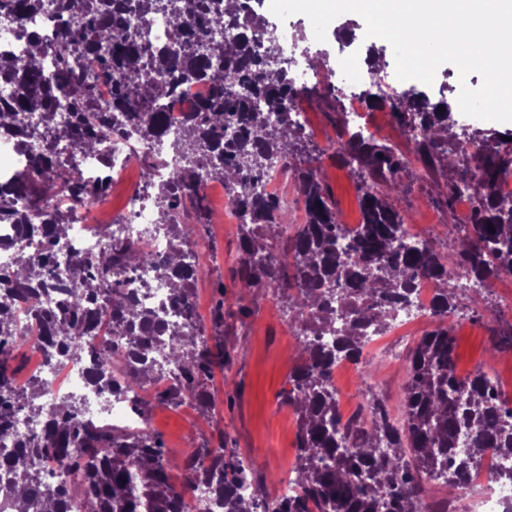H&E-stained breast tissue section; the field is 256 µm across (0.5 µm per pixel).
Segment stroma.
<instances>
[{
	"instance_id": "35a3bbf8",
	"label": "stroma",
	"mask_w": 512,
	"mask_h": 512,
	"mask_svg": "<svg viewBox=\"0 0 512 512\" xmlns=\"http://www.w3.org/2000/svg\"><path fill=\"white\" fill-rule=\"evenodd\" d=\"M288 33L284 47L292 62L307 63L315 54L333 55L339 47L353 43L359 52H373L383 64L385 88L395 86L393 49L390 43H370L365 37V23L354 13H345L331 22L326 42L315 41L309 19L301 14L289 17L282 24ZM361 80L358 69L347 67L333 73L329 81L307 89L305 98L309 119L315 130L310 146L327 148L336 139L340 121L342 94ZM377 120L386 127V143L412 157L405 176L411 191L398 203L408 223L430 237L440 247L457 240L460 231L451 212L442 204L445 178L430 173L415 160V140L410 131L399 124L392 113L384 112ZM324 179L336 201L340 223L353 226L360 222L356 180L349 165L323 158ZM211 210L210 231L199 235L204 249L202 273L197 282V311L209 318L218 297L227 303H240L241 311L225 318L224 327L214 337L231 353L226 371L216 372L213 392L216 410L213 417H204L199 410L182 405L153 402L150 427L161 438L170 457L182 455L186 448L224 443L237 449L244 463L263 481V493L274 498L278 483L293 477L298 454L296 435L298 418L295 409L284 402L288 375L300 359L297 329L289 321L286 298L274 297L271 291L257 288L245 298H238L235 258L238 226L221 189L207 192ZM458 308L465 314L455 329V361L459 375L478 368L493 367L497 374L512 378V350L495 351L490 332L473 311L472 297L460 293Z\"/></svg>"
}]
</instances>
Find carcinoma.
Masks as SVG:
<instances>
[{"label": "carcinoma", "instance_id": "obj_1", "mask_svg": "<svg viewBox=\"0 0 512 512\" xmlns=\"http://www.w3.org/2000/svg\"><path fill=\"white\" fill-rule=\"evenodd\" d=\"M42 0H0V14L32 18ZM158 12V0H55L62 37L52 46L25 27L21 57L0 52V79L12 92L0 97V133L16 149L42 145L26 169L0 184V224L18 227L20 239L36 238L42 252L32 257L24 246L0 266V435L9 433L21 412L40 419V430L0 453V488L10 512H68L76 502L85 512H186L172 470L190 471L211 486L221 512H423L424 500L412 490L422 481L440 480L454 488L483 448H498L512 458V424L504 423L488 393L486 377H459L454 369L456 277L471 274L493 283L512 270V208L494 197L497 181L512 170V133L494 143L482 136L448 152L453 121L448 100L431 103L419 92L402 100L390 94L398 120L419 124L416 155L423 166L449 174L444 203L453 204L465 187L478 198L470 232L441 248L415 251L402 243L407 234L395 200L405 193L408 161L391 147L348 136L330 146L332 156L353 165L362 221L347 231L337 220L320 160L312 154L300 126L288 119L297 89L288 71L275 67V51L261 41L265 22L249 0H177L173 40L179 46L149 48L132 17ZM229 18L235 31L204 51L196 45ZM208 83L197 110L177 135L168 138L165 103L183 87ZM112 84V101L103 107L96 91ZM68 99L69 120L56 112ZM20 112L40 113L35 133L17 122ZM277 113L276 121L270 120ZM122 137L140 147L143 188L170 238L163 255L143 253L130 241L112 239L96 259H78L68 277L54 274V244L68 236L76 210L102 200L104 181H86L81 159L94 154L106 164L111 144ZM76 153L65 158L57 145ZM168 146L184 160L167 178L156 179L164 165L158 147ZM272 156L286 160L298 186L304 221L293 223L278 196L254 189ZM224 181L238 218L236 256L239 294L266 288L288 301L299 327L302 362L288 375L284 400L298 415V492L268 500L238 492L247 471L235 452L197 448L172 461L149 426L151 400L137 396L134 410L144 427L128 431L83 419L80 399L61 395L44 401V383L32 373L24 384V362L12 365L14 351L38 332L42 363L53 370L69 363L87 365L88 384L99 393L117 394L112 376L121 368L126 387L144 388L159 376L164 358L178 372L176 385L158 392L159 402H193L205 416L215 410L209 383L230 354L210 346L199 317L194 285L200 266L188 259L198 228L211 222L204 182ZM24 201V209L18 202ZM191 206L197 222L185 224L180 212ZM151 269L168 287V301L181 317L172 323L142 306L126 272ZM440 281L430 308L433 328L409 356L402 388L403 417L392 419L376 394L369 402L371 423H350L340 415L336 392L328 383L336 362L360 364L370 332L385 328L393 313L410 302L419 272ZM479 317L491 331L494 351L512 349V324L501 325L499 311L481 301ZM112 338L96 339L101 324ZM336 335L329 345L328 334ZM470 448L457 451L464 436ZM64 463L67 475L47 483L43 472Z\"/></svg>", "mask_w": 512, "mask_h": 512}]
</instances>
